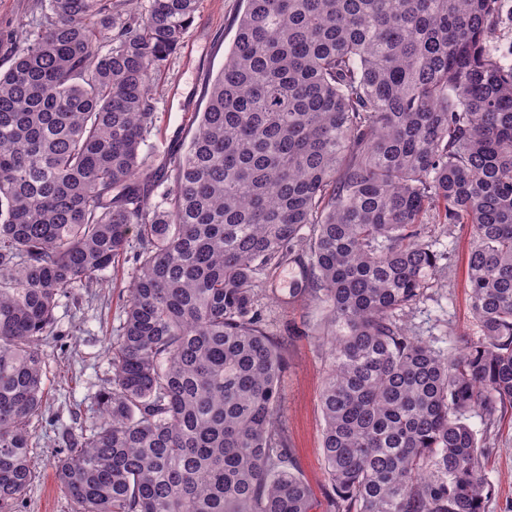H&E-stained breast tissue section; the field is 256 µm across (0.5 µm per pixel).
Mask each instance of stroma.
<instances>
[{
  "label": "stroma",
  "instance_id": "stroma-1",
  "mask_svg": "<svg viewBox=\"0 0 512 512\" xmlns=\"http://www.w3.org/2000/svg\"><path fill=\"white\" fill-rule=\"evenodd\" d=\"M243 8L242 0H199L184 44L158 87L156 127L149 140L154 169H161L188 144L196 116L206 104L203 82L223 68L235 36L230 22ZM40 17L39 0H0V69L5 68L10 55L32 43L40 31ZM471 244L470 225H449L439 245L448 267L446 283L428 289L424 301L406 317L412 330L445 352L458 351L482 336L469 299L467 256ZM293 273L290 267L277 269L261 284L260 295L270 329L287 362L280 381L281 420L288 429L300 472L314 492L315 512H325L329 482L321 448L319 394L329 360L315 335L323 312L308 299L284 302ZM131 276V265H121L95 292L77 289L73 298L62 301L55 310L61 334L44 346L43 380L48 403L34 422L40 438L34 451L38 466L17 512H73V503L55 478L54 459L59 447L54 438L57 431L71 425L74 412L84 407L96 384L111 375L106 357L108 337L124 317ZM492 433L495 446L484 459L490 485L484 512H512L511 408L503 412Z\"/></svg>",
  "mask_w": 512,
  "mask_h": 512
}]
</instances>
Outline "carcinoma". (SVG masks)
<instances>
[{
  "instance_id": "carcinoma-1",
  "label": "carcinoma",
  "mask_w": 512,
  "mask_h": 512,
  "mask_svg": "<svg viewBox=\"0 0 512 512\" xmlns=\"http://www.w3.org/2000/svg\"><path fill=\"white\" fill-rule=\"evenodd\" d=\"M139 2L48 0L0 69V512L34 478L55 309L127 260L112 377L55 461L75 512H314L259 303L286 262L288 302L324 310L327 512H484L481 457L512 406L502 0H244L156 176L158 83L198 0ZM431 224L473 229L482 338L457 355L400 318L445 274Z\"/></svg>"
}]
</instances>
